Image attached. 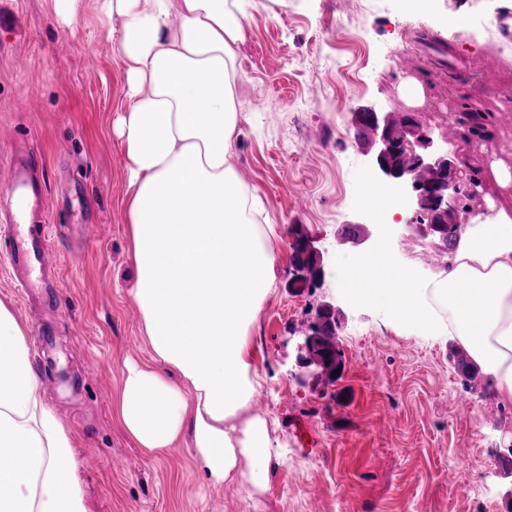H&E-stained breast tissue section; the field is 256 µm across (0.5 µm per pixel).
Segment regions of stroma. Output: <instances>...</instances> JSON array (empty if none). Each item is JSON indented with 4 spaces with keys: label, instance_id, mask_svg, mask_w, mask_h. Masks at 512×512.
I'll return each instance as SVG.
<instances>
[{
    "label": "stroma",
    "instance_id": "obj_1",
    "mask_svg": "<svg viewBox=\"0 0 512 512\" xmlns=\"http://www.w3.org/2000/svg\"><path fill=\"white\" fill-rule=\"evenodd\" d=\"M0 13V187L13 141L32 144L55 258L43 304L25 306L1 239L0 301L29 330L39 397L77 438L87 512H512V417L488 399L489 377L464 390L448 358L451 335L392 323L336 285L382 241L423 280L444 263L437 238L400 237V224L361 204L371 174L354 134L361 107L410 115L438 141L448 121L486 113V139L456 155L463 174L479 179L475 214L502 207L491 164L512 168V124L502 120L512 109L503 100L512 53L501 49L512 0H435L427 16L401 0H254L238 48L245 111L234 164L278 227L273 288L251 347L260 376L253 411L267 419L279 456L253 496L234 481L207 485L189 438L159 455L140 448L116 413L126 362L153 363L128 292L135 271L114 131L125 107L119 21L100 15L97 0H81L69 25L50 0H0ZM461 13L474 33H456L439 56L438 18ZM412 81L422 88L416 100L405 89ZM346 224L362 228L361 241L340 240ZM298 232L323 257L322 287L291 286ZM325 303L340 318L344 368L332 383L301 381L296 342ZM486 465V484H472Z\"/></svg>",
    "mask_w": 512,
    "mask_h": 512
}]
</instances>
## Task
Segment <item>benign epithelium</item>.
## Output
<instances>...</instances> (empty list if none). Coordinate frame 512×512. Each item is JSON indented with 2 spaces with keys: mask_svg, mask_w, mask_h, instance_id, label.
<instances>
[{
  "mask_svg": "<svg viewBox=\"0 0 512 512\" xmlns=\"http://www.w3.org/2000/svg\"><path fill=\"white\" fill-rule=\"evenodd\" d=\"M372 117L374 143L368 152V164L373 173L397 193L400 203L419 213L430 206L424 230L429 234L447 236L442 226L448 212L459 208L456 191L458 165L455 156L436 144L424 131H413L399 139L393 134L390 114L374 106L364 108ZM293 279L303 280L312 287L322 284L323 269L320 264L310 267L293 264ZM325 324L322 317L313 318L306 329L303 341L297 346L296 366L307 370L316 366L327 374L325 363L312 353V347L321 335Z\"/></svg>",
  "mask_w": 512,
  "mask_h": 512,
  "instance_id": "7a95c632",
  "label": "benign epithelium"
}]
</instances>
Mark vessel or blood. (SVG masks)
<instances>
[{
    "instance_id": "b4317fda",
    "label": "vessel or blood",
    "mask_w": 512,
    "mask_h": 512,
    "mask_svg": "<svg viewBox=\"0 0 512 512\" xmlns=\"http://www.w3.org/2000/svg\"><path fill=\"white\" fill-rule=\"evenodd\" d=\"M7 197L12 205L6 218L10 242L9 275L23 294H31L40 274L51 268V244L38 217L45 206L44 187L37 177L34 152H11L7 158Z\"/></svg>"
}]
</instances>
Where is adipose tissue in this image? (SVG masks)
<instances>
[{
	"instance_id": "1",
	"label": "adipose tissue",
	"mask_w": 512,
	"mask_h": 512,
	"mask_svg": "<svg viewBox=\"0 0 512 512\" xmlns=\"http://www.w3.org/2000/svg\"><path fill=\"white\" fill-rule=\"evenodd\" d=\"M252 0H99L121 27L126 101L119 136L135 278L129 292L153 357L168 377L131 365L120 418L152 453L190 437L213 486L267 487L275 442L252 411L254 316L277 265L232 164L243 103L237 48ZM180 25H172V17ZM347 279L359 303L423 335L452 332L512 401V212L475 224L451 266L425 284L385 252L362 256ZM447 317H440L439 307ZM28 331L0 302V512H86L74 437L37 396Z\"/></svg>"
}]
</instances>
